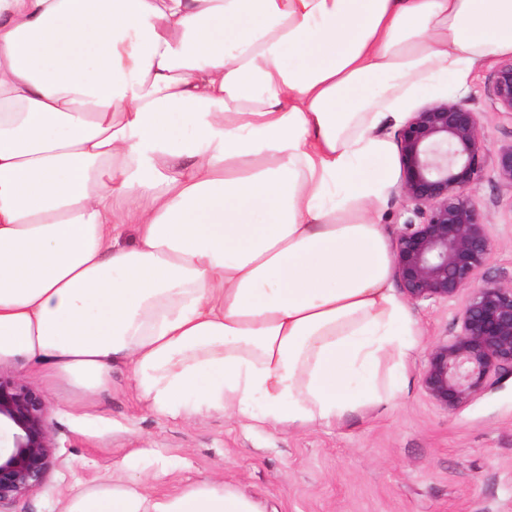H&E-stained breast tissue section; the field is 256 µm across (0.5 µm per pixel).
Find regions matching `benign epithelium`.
I'll list each match as a JSON object with an SVG mask.
<instances>
[{
	"label": "benign epithelium",
	"mask_w": 512,
	"mask_h": 512,
	"mask_svg": "<svg viewBox=\"0 0 512 512\" xmlns=\"http://www.w3.org/2000/svg\"><path fill=\"white\" fill-rule=\"evenodd\" d=\"M493 96L512 112V59L497 66ZM397 142V191L420 222L404 224L393 242L395 274L411 302L464 296L457 331L430 346L422 374L428 398L452 411L512 371V280L481 274L494 238L471 191L489 156L512 187V143L489 145L477 113L447 93L412 112ZM49 410L42 394L0 377V427L12 430V447L0 453V510L46 480L55 448Z\"/></svg>",
	"instance_id": "obj_1"
}]
</instances>
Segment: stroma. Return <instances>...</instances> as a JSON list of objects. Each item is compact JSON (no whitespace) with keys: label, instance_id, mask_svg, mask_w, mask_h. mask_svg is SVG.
<instances>
[{"label":"stroma","instance_id":"stroma-1","mask_svg":"<svg viewBox=\"0 0 512 512\" xmlns=\"http://www.w3.org/2000/svg\"><path fill=\"white\" fill-rule=\"evenodd\" d=\"M498 64L490 57L472 71L465 98L493 146L512 142V112L500 109L492 92ZM474 192L495 239L484 273L510 279L512 189L488 166ZM461 305L458 298L409 303L419 336L404 363V384L387 404L330 427L250 429L221 415L173 420L145 408L123 366L104 391L83 398L39 367L0 365V376L47 396L56 442L44 486L14 512H58L73 479L97 482L133 451L145 467L168 459L171 472L154 484L157 493L220 474L277 512H512V372L452 412L421 384L429 346L453 335Z\"/></svg>","mask_w":512,"mask_h":512}]
</instances>
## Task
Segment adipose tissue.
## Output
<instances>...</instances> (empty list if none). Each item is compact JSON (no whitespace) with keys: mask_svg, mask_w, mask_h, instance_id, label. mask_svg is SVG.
Segmentation results:
<instances>
[{"mask_svg":"<svg viewBox=\"0 0 512 512\" xmlns=\"http://www.w3.org/2000/svg\"><path fill=\"white\" fill-rule=\"evenodd\" d=\"M490 56L512 0H0V363L85 397L123 365L158 416L251 428L386 403L417 329L368 164ZM137 468L60 512H266Z\"/></svg>","mask_w":512,"mask_h":512,"instance_id":"obj_1","label":"adipose tissue"}]
</instances>
